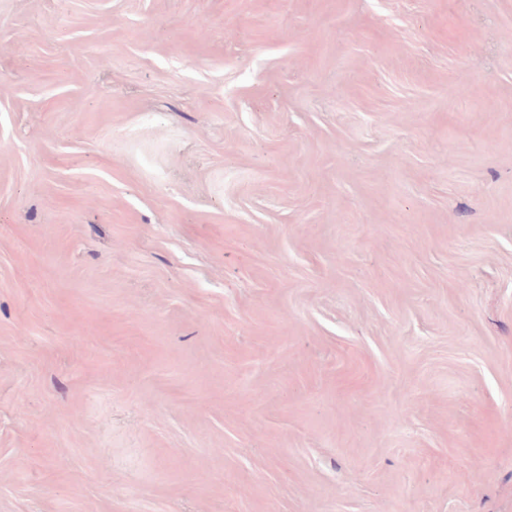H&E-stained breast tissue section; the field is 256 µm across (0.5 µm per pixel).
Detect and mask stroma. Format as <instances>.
Listing matches in <instances>:
<instances>
[{"label": "stroma", "instance_id": "1", "mask_svg": "<svg viewBox=\"0 0 512 512\" xmlns=\"http://www.w3.org/2000/svg\"><path fill=\"white\" fill-rule=\"evenodd\" d=\"M0 512H512V0H0Z\"/></svg>", "mask_w": 512, "mask_h": 512}]
</instances>
